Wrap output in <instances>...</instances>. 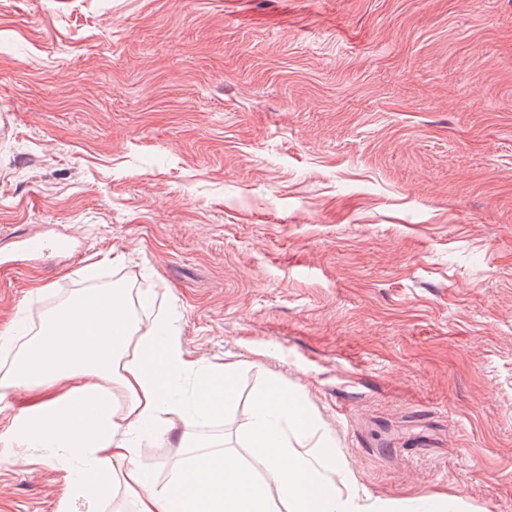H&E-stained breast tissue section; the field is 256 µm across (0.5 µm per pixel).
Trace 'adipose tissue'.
Returning <instances> with one entry per match:
<instances>
[{"label": "adipose tissue", "mask_w": 512, "mask_h": 512, "mask_svg": "<svg viewBox=\"0 0 512 512\" xmlns=\"http://www.w3.org/2000/svg\"><path fill=\"white\" fill-rule=\"evenodd\" d=\"M12 358L0 373V401L21 391L43 398L15 416L0 443L59 449L70 494L105 497L121 487L135 512H374L351 472H339L330 441L311 442L313 421L298 397L272 383L251 405L254 470L231 448L182 437L188 453L168 484L151 485L138 459L162 440L172 417L192 423L222 416L235 397L240 362L204 365L185 353L162 312L135 317L121 288L78 290L34 335L0 336ZM191 394H184L185 381ZM123 404H116L115 395Z\"/></svg>", "instance_id": "obj_1"}]
</instances>
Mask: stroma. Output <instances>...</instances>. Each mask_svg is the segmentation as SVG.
Listing matches in <instances>:
<instances>
[{
    "mask_svg": "<svg viewBox=\"0 0 512 512\" xmlns=\"http://www.w3.org/2000/svg\"><path fill=\"white\" fill-rule=\"evenodd\" d=\"M67 232L78 253L22 254ZM0 334L156 289L239 354L241 446L283 382L371 497L512 505V0H0ZM57 449L0 446V512H55Z\"/></svg>",
    "mask_w": 512,
    "mask_h": 512,
    "instance_id": "35a3bbf8",
    "label": "stroma"
}]
</instances>
